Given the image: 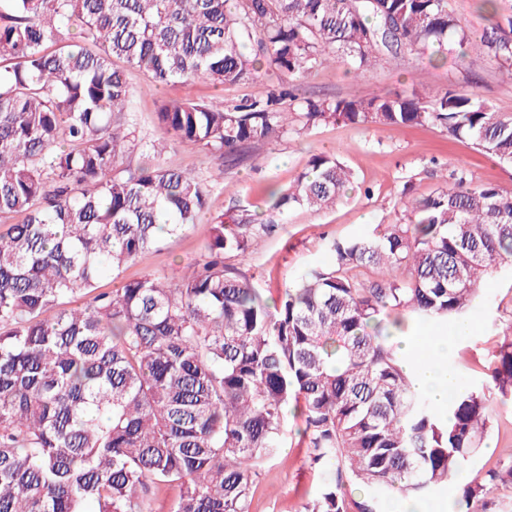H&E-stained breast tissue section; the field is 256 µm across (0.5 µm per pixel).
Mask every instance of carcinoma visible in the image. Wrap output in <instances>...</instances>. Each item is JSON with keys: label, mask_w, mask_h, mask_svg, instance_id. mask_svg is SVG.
<instances>
[{"label": "carcinoma", "mask_w": 512, "mask_h": 512, "mask_svg": "<svg viewBox=\"0 0 512 512\" xmlns=\"http://www.w3.org/2000/svg\"><path fill=\"white\" fill-rule=\"evenodd\" d=\"M469 29L448 0H0V512H250L253 475L282 448L288 417L326 478L303 512H379L423 501L473 461L490 398L455 388L442 413L415 387L393 333L467 322L489 276L512 266V191L439 190L400 224L332 239L268 301L224 259L245 255L296 208L336 206L353 173L335 155L210 227L208 260L176 281L106 275L200 222L210 186L127 155L137 136L126 69L154 85L215 86L358 71L402 50L476 52L512 80V12ZM173 143L261 156L322 124L440 126L512 166V114L454 88L311 99L288 111L263 89L231 108L164 102ZM86 303L73 305L74 299ZM490 376L512 398V336ZM482 484L464 486L476 512Z\"/></svg>", "instance_id": "cac0c4a2"}]
</instances>
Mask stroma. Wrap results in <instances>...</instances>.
Masks as SVG:
<instances>
[{
	"instance_id": "35a3bbf8",
	"label": "stroma",
	"mask_w": 512,
	"mask_h": 512,
	"mask_svg": "<svg viewBox=\"0 0 512 512\" xmlns=\"http://www.w3.org/2000/svg\"><path fill=\"white\" fill-rule=\"evenodd\" d=\"M127 78L133 90L139 138L168 144L160 163L203 178L220 167L224 181L212 185L200 224L128 265L122 273L126 280L148 274L175 280L186 266L204 263L212 218L231 215L242 207L268 213L272 201L267 186L288 187L315 153L338 156L353 171L358 187L334 208L291 211L286 222L272 235L262 237L246 257L232 258V265L269 297L277 296L309 268L330 262L328 240L362 236L375 225L401 222L413 200L460 181L471 188L492 184L512 190L511 167L490 160L470 142L452 139L445 130L431 125L383 128L324 124L303 135L288 132L268 146L259 160L244 156L223 162L201 148L171 144L155 112L161 102L174 99L235 104L256 94V84L216 87L199 80L158 87L132 68ZM450 87L478 91L496 110L512 113V83L501 78L497 64L473 55L460 58L452 54L438 59L405 51L398 60L364 71L350 73L335 64L290 82L293 94L300 99L415 91L429 100ZM468 320L472 329L468 338L456 339L452 362L461 383H480L490 390L491 414L467 474L481 482L489 470L503 472L502 480L488 485L484 508L486 512H512V479L506 476L512 468V401H501L488 376L493 353L504 337L512 336V272L493 274ZM321 480L320 471L309 462L305 445L286 440L280 454L267 462L255 479L252 512H299L301 503L313 497Z\"/></svg>"
}]
</instances>
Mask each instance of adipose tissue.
<instances>
[{
  "mask_svg": "<svg viewBox=\"0 0 512 512\" xmlns=\"http://www.w3.org/2000/svg\"><path fill=\"white\" fill-rule=\"evenodd\" d=\"M404 348L410 358L422 362L417 378L418 389L427 392L434 404H446L450 389L459 382L450 361L451 340L422 334L412 335L406 338Z\"/></svg>",
  "mask_w": 512,
  "mask_h": 512,
  "instance_id": "1",
  "label": "adipose tissue"
}]
</instances>
